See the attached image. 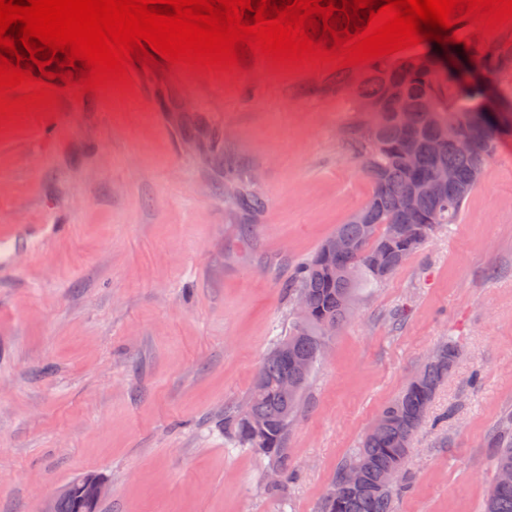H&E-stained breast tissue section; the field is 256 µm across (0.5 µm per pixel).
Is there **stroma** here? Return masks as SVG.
<instances>
[{
    "instance_id": "obj_1",
    "label": "stroma",
    "mask_w": 512,
    "mask_h": 512,
    "mask_svg": "<svg viewBox=\"0 0 512 512\" xmlns=\"http://www.w3.org/2000/svg\"><path fill=\"white\" fill-rule=\"evenodd\" d=\"M133 74L0 131V512L103 476L101 512H318L340 463L433 351L458 358L412 443L394 512H483L512 412V131L458 223L329 337L288 440L290 479L224 437L291 323L286 285L360 209L353 78ZM264 197L249 212L227 176Z\"/></svg>"
}]
</instances>
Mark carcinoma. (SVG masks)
Instances as JSON below:
<instances>
[{"instance_id":"1","label":"carcinoma","mask_w":512,"mask_h":512,"mask_svg":"<svg viewBox=\"0 0 512 512\" xmlns=\"http://www.w3.org/2000/svg\"><path fill=\"white\" fill-rule=\"evenodd\" d=\"M470 46L458 44L456 52L472 71H483L495 78L512 65V51L492 41H482L464 34ZM486 85L464 80L441 56V48L432 46L425 52L403 59L375 60L366 65L365 75L356 88L359 103L376 106L373 118L353 126L348 133L352 150L364 162L373 189L363 208L373 210L379 226L375 240L367 238L364 225L348 219L336 231L361 244L360 254L349 262L354 276L341 272L343 263L324 264L319 254L301 263L288 282L293 302L306 301L307 312L295 313L288 335L280 338L268 351L259 368L244 404L224 412V433L237 448H247L267 458L279 480L288 478V438L302 393L319 361V348L326 343L325 327L340 325L352 312L349 304L364 284L380 285L385 281L370 265L369 251L393 235L399 236L393 250V269H398L425 243V239L445 224L458 221L463 205L476 188L471 183L476 158L449 147L436 156L428 142L437 123H467L469 115L481 111L486 98ZM402 95L409 102L404 119L394 115L393 100ZM430 98L439 112L425 110ZM502 112L490 117L482 127V136L492 155L500 127L512 123V104H499ZM440 165L452 170L464 192L453 191L446 198L421 201L415 220L407 222L399 201L416 167L428 171ZM230 201L248 211L264 207L261 197L237 192ZM456 350L439 346L427 363L408 382L404 390L389 401L377 416L381 429L367 434L348 458L337 468L323 496L319 512H393L395 498L410 487L405 467L412 452V441L423 425L435 393L456 359ZM308 362V368L299 362ZM296 378L295 384L284 385L285 377ZM490 445L494 448L496 473L512 471V414L502 418ZM357 468L360 483L342 481L345 471ZM393 484L382 486L386 475ZM484 512H512V484L494 481L485 499Z\"/></svg>"}]
</instances>
